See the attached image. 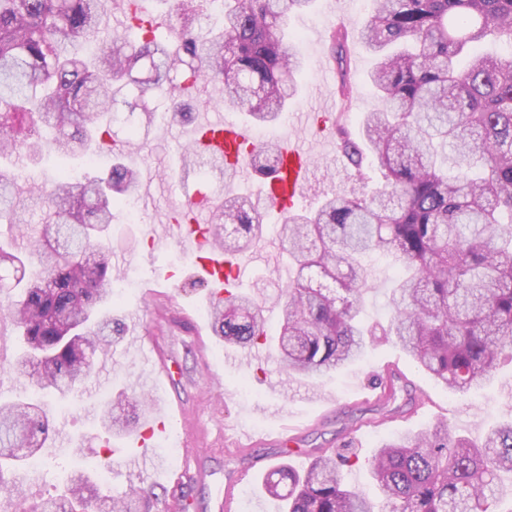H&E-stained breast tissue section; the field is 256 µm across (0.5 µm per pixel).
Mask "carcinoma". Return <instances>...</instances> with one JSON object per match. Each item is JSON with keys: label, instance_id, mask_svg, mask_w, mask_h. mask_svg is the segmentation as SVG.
Segmentation results:
<instances>
[{"label": "carcinoma", "instance_id": "carcinoma-1", "mask_svg": "<svg viewBox=\"0 0 512 512\" xmlns=\"http://www.w3.org/2000/svg\"><path fill=\"white\" fill-rule=\"evenodd\" d=\"M177 17L172 38L150 29L86 55L108 31L106 0H0V154L30 161L46 151L91 156L102 136L141 140L166 102L201 80L224 87L222 104L257 124L276 123L299 93L304 68L288 18L314 0H223L224 15L196 27L198 3L166 0ZM358 31L375 58L371 84L381 107L358 132L336 124V145L358 175L367 155L385 179L367 197L326 195L314 211L288 213L281 225L294 276L281 290L280 368L294 378L335 371L362 357L368 336H392L418 369L465 394L512 359V61L482 52L489 41L512 47V0H372ZM348 34L337 28L329 50L340 91L347 89ZM265 177L282 166L270 143L246 153ZM140 171L112 162L105 177L77 181L60 171L48 191L23 189V170L0 171V222L34 237L25 250L0 247V263L19 272L16 295L0 315L22 331L10 371L25 384L64 396L95 373L94 356L112 347L120 323L100 314L113 302L114 212L133 197ZM221 223L226 253H242L262 232L258 206L225 185ZM53 224V240L37 226ZM393 260L388 326L364 328L359 316L369 272L363 258ZM224 345L266 343L263 308L235 294L211 305ZM391 370L378 379L387 405ZM147 407L119 395L102 422L125 430ZM45 410L30 400L0 404V488L4 470L22 467L50 439ZM352 460L320 449L308 466L287 463L262 479L284 512H512L501 508V474L512 473V420L479 440L448 434L445 424L384 442L367 462L381 508L346 483ZM153 487L112 496L84 470L35 512H142Z\"/></svg>", "mask_w": 512, "mask_h": 512}]
</instances>
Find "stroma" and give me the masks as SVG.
I'll return each instance as SVG.
<instances>
[{
    "instance_id": "obj_1",
    "label": "stroma",
    "mask_w": 512,
    "mask_h": 512,
    "mask_svg": "<svg viewBox=\"0 0 512 512\" xmlns=\"http://www.w3.org/2000/svg\"><path fill=\"white\" fill-rule=\"evenodd\" d=\"M371 9L370 0H316L311 13L289 25L290 31L298 35L295 47L305 65L300 92L289 101L288 116L277 124L276 132L298 138L315 155L312 188L304 203L308 210L316 208L331 191L363 197L371 195L382 183L376 170L365 181L354 176L346 162L337 161L335 145L319 142L305 119L307 113L336 102L338 74L322 73L317 59L326 52L319 34L329 32L339 22L351 36V88L345 120L355 124L362 113L377 108L378 100L368 80L374 60L355 37ZM190 128L189 122L162 112L138 146L106 143L100 149L108 158L123 154L142 173V187L136 192L140 223H129L119 211L110 232L112 277L131 272L138 281L135 290L122 295L112 307L113 314L124 319L126 335L108 355L96 358L90 382L65 399L45 398L55 432L41 451L43 466L21 471L24 498L0 491V512H35L42 499L57 495L64 473L77 468L88 471L102 489L115 494L133 485L154 487L156 496L149 502V512H170L169 506L178 495L187 499V512H218L216 504L227 476L244 466L225 437L224 428L228 425L263 436L265 443L255 452L273 465L286 460L303 468L315 449H336L353 441L358 460L347 468V479L371 495L375 486L366 461L381 442L410 429L432 428L440 421L447 423L453 435L478 439L489 427L512 419V364L508 362L500 365L483 389L462 395L449 392L419 372L388 336L376 337L359 360L313 379L297 380L281 373L274 348L224 346L211 329L208 288L187 275L190 256L178 244L151 243L145 233L146 225L172 222L185 185L209 194L205 220L210 224L215 221L217 202L211 193L214 184L220 183V176H213L211 184L203 186L196 176L182 174V149ZM63 168L81 176H98L108 170L104 164L89 166L83 158L52 153L31 165L28 182L34 187L51 184ZM280 222V214L268 210L263 235L248 253L255 265L254 275L242 286L243 293L263 306L266 328L272 336L281 330L278 297L290 275L280 239ZM365 262L370 276L363 315L367 322L384 325L390 318L389 291L397 268L391 259L377 252L367 255ZM169 271L174 274L170 280L165 277ZM19 337L20 329L14 321L0 318L1 401L30 394L9 370L20 353ZM152 354L173 361V380H151L148 357ZM391 364L398 366L411 382L408 391L398 396L399 404L405 407L404 417L377 428H356L357 419L374 417L375 404L369 397V388ZM125 388L151 396L155 414L166 416L168 435H177L180 448L202 449L196 464L185 465L182 455L168 458L167 440L162 437L154 444L150 461L137 471L128 469L123 452L114 453L110 465H102V445L115 440L116 435L102 425L100 417L113 396ZM286 419L299 427V451L289 456L276 442ZM157 461L168 469L184 471L182 484L173 486L157 474L153 468Z\"/></svg>"
}]
</instances>
